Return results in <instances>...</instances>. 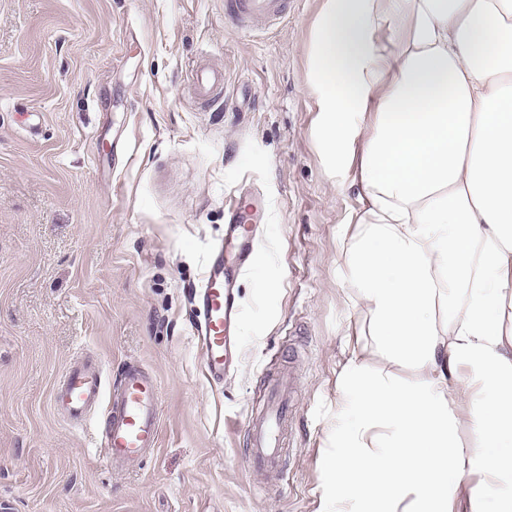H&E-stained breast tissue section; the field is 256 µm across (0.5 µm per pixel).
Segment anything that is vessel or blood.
Returning <instances> with one entry per match:
<instances>
[{"instance_id":"1","label":"vessel or blood","mask_w":512,"mask_h":512,"mask_svg":"<svg viewBox=\"0 0 512 512\" xmlns=\"http://www.w3.org/2000/svg\"><path fill=\"white\" fill-rule=\"evenodd\" d=\"M288 6V0H227V15L235 29L245 32L252 30L257 21L283 17ZM192 80L199 96L205 99L224 82L222 74L206 68L196 69ZM253 235V227L230 217L224 226V239L237 244L238 265L226 266L223 250H216L193 295L194 332L201 348L205 377L214 385L223 384L235 346L233 332L239 309L233 281L239 269L247 265ZM272 388L279 394V402L267 403L262 412L248 420V456L252 464L278 476L282 473L281 432L288 420L286 398L292 385L279 378L273 380ZM51 402L75 423L95 410H102L105 421L99 447L115 471L138 463L149 449L158 445L161 391L156 379L139 367H126L109 391L104 386L102 367L73 364L53 390Z\"/></svg>"}]
</instances>
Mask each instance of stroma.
<instances>
[{
    "mask_svg": "<svg viewBox=\"0 0 512 512\" xmlns=\"http://www.w3.org/2000/svg\"><path fill=\"white\" fill-rule=\"evenodd\" d=\"M323 0L235 31L224 0H0V512H330L339 374L361 312L340 235L358 207L323 163L306 56ZM223 73L199 99L191 73ZM253 205L236 360L209 384L192 297L230 203ZM162 394L124 473L93 413L51 405L76 360ZM294 370L284 482L243 454L267 375Z\"/></svg>",
    "mask_w": 512,
    "mask_h": 512,
    "instance_id": "obj_1",
    "label": "stroma"
}]
</instances>
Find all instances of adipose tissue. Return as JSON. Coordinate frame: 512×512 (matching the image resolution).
Returning a JSON list of instances; mask_svg holds the SVG:
<instances>
[{
  "mask_svg": "<svg viewBox=\"0 0 512 512\" xmlns=\"http://www.w3.org/2000/svg\"><path fill=\"white\" fill-rule=\"evenodd\" d=\"M326 164L360 208L341 275L355 346L332 439L336 512H512V0H324L308 50ZM477 439L464 444L462 426Z\"/></svg>",
  "mask_w": 512,
  "mask_h": 512,
  "instance_id": "1",
  "label": "adipose tissue"
}]
</instances>
